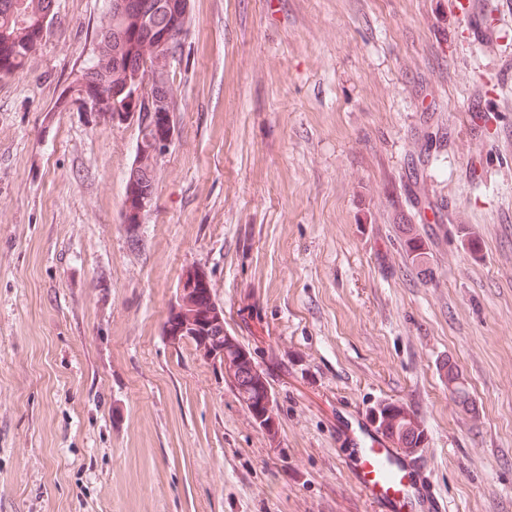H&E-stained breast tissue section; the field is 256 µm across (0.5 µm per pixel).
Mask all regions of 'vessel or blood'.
I'll return each mask as SVG.
<instances>
[{
    "label": "vessel or blood",
    "mask_w": 512,
    "mask_h": 512,
    "mask_svg": "<svg viewBox=\"0 0 512 512\" xmlns=\"http://www.w3.org/2000/svg\"><path fill=\"white\" fill-rule=\"evenodd\" d=\"M343 466L371 512H449L426 449L402 447L379 418L353 407L336 427Z\"/></svg>",
    "instance_id": "obj_1"
}]
</instances>
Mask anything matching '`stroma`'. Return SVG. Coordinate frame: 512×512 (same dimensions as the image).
Instances as JSON below:
<instances>
[{"instance_id": "35a3bbf8", "label": "stroma", "mask_w": 512, "mask_h": 512, "mask_svg": "<svg viewBox=\"0 0 512 512\" xmlns=\"http://www.w3.org/2000/svg\"><path fill=\"white\" fill-rule=\"evenodd\" d=\"M54 9L0 81V512H369L348 404L414 415L453 512H512V0H189L140 247L135 128L61 105L110 0ZM190 267L275 434L164 336Z\"/></svg>"}]
</instances>
